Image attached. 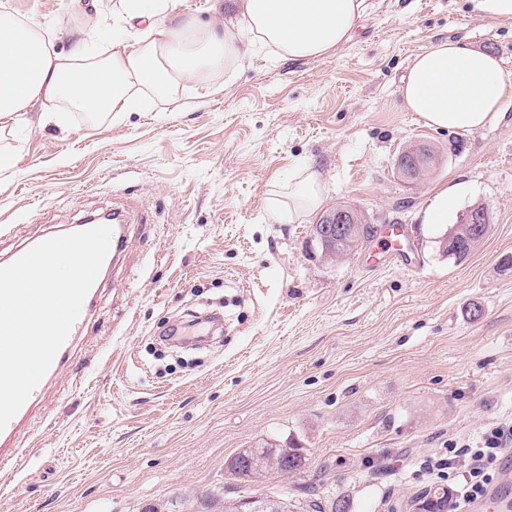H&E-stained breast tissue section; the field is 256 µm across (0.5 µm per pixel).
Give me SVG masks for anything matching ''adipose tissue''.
<instances>
[{
  "label": "adipose tissue",
  "mask_w": 512,
  "mask_h": 512,
  "mask_svg": "<svg viewBox=\"0 0 512 512\" xmlns=\"http://www.w3.org/2000/svg\"><path fill=\"white\" fill-rule=\"evenodd\" d=\"M252 44L267 59L305 61L348 42L365 0H239ZM180 0H117L107 17L110 51L85 33L62 58L51 27H39L14 10L0 11V130L25 122L34 103L61 101L96 116L131 112L145 92L163 97L178 82L231 71L243 58L239 35L225 24H201ZM406 111L432 128L469 132L482 128L512 98V72L492 53L460 40L442 39L416 55L401 80ZM324 186L312 166L288 182L287 204H273L277 218L296 221L316 210Z\"/></svg>",
  "instance_id": "obj_1"
}]
</instances>
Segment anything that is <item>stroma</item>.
I'll return each mask as SVG.
<instances>
[{"label": "stroma", "instance_id": "1", "mask_svg": "<svg viewBox=\"0 0 512 512\" xmlns=\"http://www.w3.org/2000/svg\"><path fill=\"white\" fill-rule=\"evenodd\" d=\"M55 50L82 30L111 45L95 12L69 0H0ZM467 34L512 70V20L472 0H366L353 38L305 62L247 55L229 77L187 80L146 109L86 116L42 102L0 130V257L88 215L128 209L112 264L60 382L35 408L18 469L0 475V512H192L230 497L349 495L387 512L434 486L424 461L512 422V100L482 129L437 130L398 93L413 57ZM439 150L407 182L397 157ZM309 163L368 224H404L412 267L325 259L312 212L270 214ZM450 205L435 216L433 203ZM491 224L462 263L438 240L470 205ZM216 316L200 349L160 338L191 314ZM262 439L301 447L307 472L239 483L224 463Z\"/></svg>", "mask_w": 512, "mask_h": 512}]
</instances>
